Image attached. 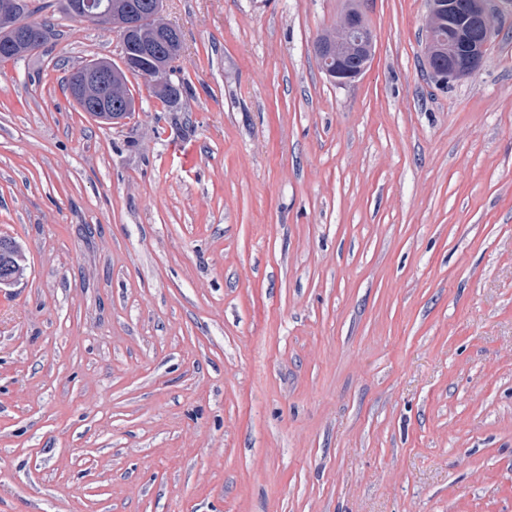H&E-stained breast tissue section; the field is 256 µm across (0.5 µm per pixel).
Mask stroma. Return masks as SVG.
Here are the masks:
<instances>
[{"label":"stroma","instance_id":"stroma-1","mask_svg":"<svg viewBox=\"0 0 512 512\" xmlns=\"http://www.w3.org/2000/svg\"><path fill=\"white\" fill-rule=\"evenodd\" d=\"M0 61V512H512V14L436 85L425 0H164L168 106L64 87L113 32L46 0ZM22 4H23V13H20L19 15H17L14 19H13V24L17 23V22H21V21H27L28 24H37L38 26L42 27H35V26H32V25H29L28 28H25L23 30H18V33L23 31L25 32L22 40L27 42V43H32L33 45L35 44H43L45 45L48 40H49V37H50V33L48 31H52L51 29V26L50 25H47V24H38V23H35V22H32L29 20L30 16L35 13V12H38L40 9L43 8V6H34L32 4V1L30 0H22ZM44 28V29H43ZM48 31H46V30ZM354 3L357 6L341 13L331 27H336V34L333 29L324 32L332 35L336 41L322 34L313 46L326 76L339 88L348 87L361 78L375 55L374 31L366 20L361 3L358 0ZM345 55L357 56L359 65L355 69L347 68L345 58L351 67L356 66L357 62L355 57ZM8 243V248L6 251L0 250V267L5 264H8L12 268V272L14 273L17 280H20L22 276H24L25 272V256L20 247V245L10 238H2Z\"/></svg>","mask_w":512,"mask_h":512}]
</instances>
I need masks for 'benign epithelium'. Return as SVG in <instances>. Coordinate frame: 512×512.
I'll use <instances>...</instances> for the list:
<instances>
[{
  "instance_id": "7a95c632",
  "label": "benign epithelium",
  "mask_w": 512,
  "mask_h": 512,
  "mask_svg": "<svg viewBox=\"0 0 512 512\" xmlns=\"http://www.w3.org/2000/svg\"><path fill=\"white\" fill-rule=\"evenodd\" d=\"M74 16L98 17L112 28L122 44L120 68L127 76L147 68L152 51L141 39L142 19L134 11L112 21V4L101 6L93 0H68ZM512 12V0H468L460 10L457 0H431L422 18V54L427 68L443 85L473 75L481 66L489 44L499 31L502 14ZM336 38L321 35L313 50L326 76L336 87H348L361 78L375 55V34L361 6L341 13L334 24ZM448 28V40L438 33ZM347 55L359 65L345 66ZM71 95L81 108L94 112L112 111V66L103 62L92 68L74 69Z\"/></svg>"
}]
</instances>
